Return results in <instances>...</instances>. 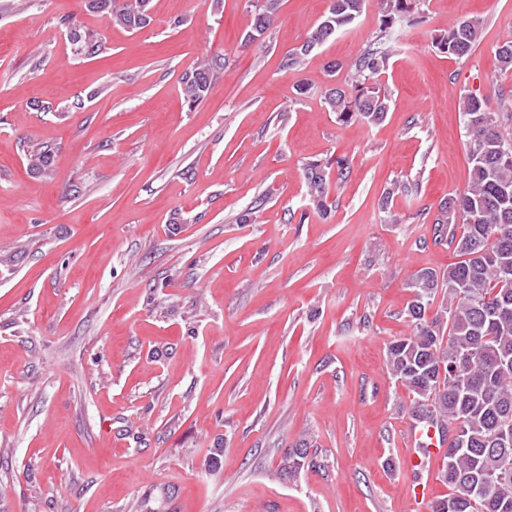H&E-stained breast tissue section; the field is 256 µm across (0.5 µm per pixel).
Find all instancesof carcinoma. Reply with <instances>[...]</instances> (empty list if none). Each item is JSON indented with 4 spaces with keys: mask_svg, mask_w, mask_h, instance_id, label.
Wrapping results in <instances>:
<instances>
[{
    "mask_svg": "<svg viewBox=\"0 0 512 512\" xmlns=\"http://www.w3.org/2000/svg\"><path fill=\"white\" fill-rule=\"evenodd\" d=\"M150 0H83L84 9L107 22L137 32L151 25ZM416 0H379V35L346 64L351 91L335 85L321 93L323 103L346 123L377 124L390 107L378 76L390 58L396 29L413 24ZM281 0H255L254 19L245 44L263 47L262 37L275 24ZM364 0H331L327 13L287 57L301 65L363 11ZM482 22L466 19L432 37L439 51L459 59L480 43ZM66 37L78 58L94 57L104 45L98 34L71 21ZM221 56L203 59L182 76L188 105L202 102L224 72ZM469 147L465 188L441 205L434 219V244L460 257L439 272L424 270L410 283L411 330L390 343L387 368L412 394L411 416L445 434L456 425L442 460L443 482L452 493L431 505V512H512V90L500 93L496 112L467 94L461 103ZM29 166L49 173L53 155L45 146L28 151ZM348 166L338 159L308 164L307 195L327 212L331 176L341 181ZM440 306L431 312L437 294ZM306 448H295L280 462L290 478L315 466Z\"/></svg>",
    "mask_w": 512,
    "mask_h": 512,
    "instance_id": "cac0c4a2",
    "label": "carcinoma"
}]
</instances>
